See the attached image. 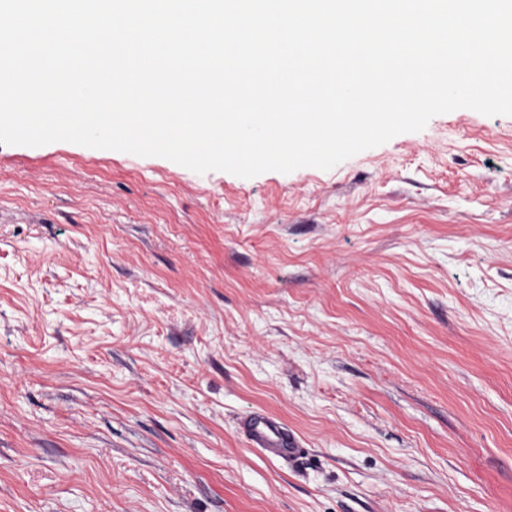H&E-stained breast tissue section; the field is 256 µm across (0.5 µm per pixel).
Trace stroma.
<instances>
[{"instance_id":"35a3bbf8","label":"stroma","mask_w":512,"mask_h":512,"mask_svg":"<svg viewBox=\"0 0 512 512\" xmlns=\"http://www.w3.org/2000/svg\"><path fill=\"white\" fill-rule=\"evenodd\" d=\"M0 512H512V116L249 179L0 143ZM243 429L253 448H258L273 457L292 459L304 450L280 422L270 417H250L243 422Z\"/></svg>"}]
</instances>
